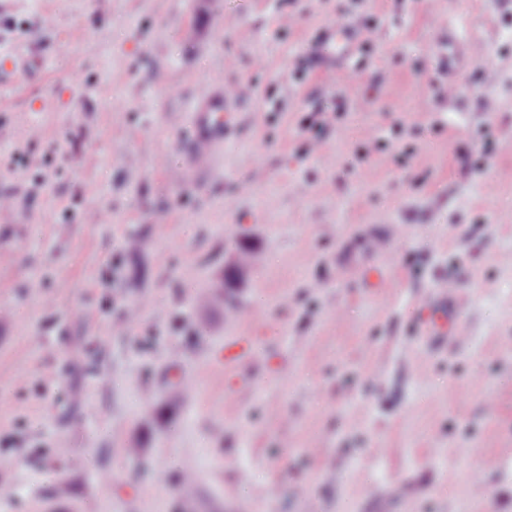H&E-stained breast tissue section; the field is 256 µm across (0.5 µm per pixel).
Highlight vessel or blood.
I'll return each mask as SVG.
<instances>
[{
	"label": "vessel or blood",
	"mask_w": 512,
	"mask_h": 512,
	"mask_svg": "<svg viewBox=\"0 0 512 512\" xmlns=\"http://www.w3.org/2000/svg\"><path fill=\"white\" fill-rule=\"evenodd\" d=\"M358 37L355 29L343 22H332L320 29L305 55L307 69L316 76L352 68ZM446 50L441 55V71L449 78H460L473 56L468 49V35L456 24L448 26ZM236 96L217 82L204 84L192 99L190 133L183 147L182 175L197 185H205L215 170L216 151L223 145L235 110ZM428 317L421 322V332L431 350L456 345L464 338L460 324L461 289L456 283L436 288L429 296Z\"/></svg>",
	"instance_id": "b4317fda"
}]
</instances>
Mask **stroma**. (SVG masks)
I'll return each mask as SVG.
<instances>
[{
    "mask_svg": "<svg viewBox=\"0 0 512 512\" xmlns=\"http://www.w3.org/2000/svg\"><path fill=\"white\" fill-rule=\"evenodd\" d=\"M340 2L0 0L35 64L0 87V512H512V0H362L357 75L295 81ZM452 18L477 62L440 96ZM208 80L242 97L201 188ZM448 281L465 337L432 351Z\"/></svg>",
    "mask_w": 512,
    "mask_h": 512,
    "instance_id": "obj_1",
    "label": "stroma"
}]
</instances>
